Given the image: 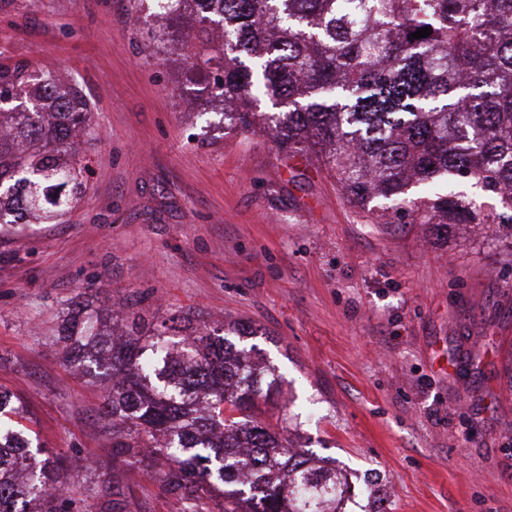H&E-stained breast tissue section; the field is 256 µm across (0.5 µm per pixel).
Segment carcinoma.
Here are the masks:
<instances>
[{
  "mask_svg": "<svg viewBox=\"0 0 512 512\" xmlns=\"http://www.w3.org/2000/svg\"><path fill=\"white\" fill-rule=\"evenodd\" d=\"M193 57L224 67L211 97L241 107L224 127L268 132L279 153L319 158L361 207L393 224H512V0H183ZM181 14L152 40L183 42ZM431 35L412 37L420 28ZM89 101L53 73L0 56V231L61 221L85 188L77 138ZM469 182L504 211L463 200ZM65 367L107 384L112 461L157 478L178 512H346V470L284 443L255 417L280 376L241 326L224 334L173 315L145 330L89 300L65 303ZM17 398L0 388V512H125L110 486L56 487Z\"/></svg>",
  "mask_w": 512,
  "mask_h": 512,
  "instance_id": "carcinoma-1",
  "label": "carcinoma"
}]
</instances>
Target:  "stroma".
<instances>
[{"label": "stroma", "instance_id": "1", "mask_svg": "<svg viewBox=\"0 0 512 512\" xmlns=\"http://www.w3.org/2000/svg\"><path fill=\"white\" fill-rule=\"evenodd\" d=\"M130 0H0V49L79 87L82 198L60 224L0 234V387L64 464L57 484L114 485L131 512H176L110 462L99 383L61 363L78 295L152 324L187 312L251 342L283 387L266 422L353 472L358 512H512V231L437 239L342 196L312 156L224 126L206 87L151 44Z\"/></svg>", "mask_w": 512, "mask_h": 512}]
</instances>
